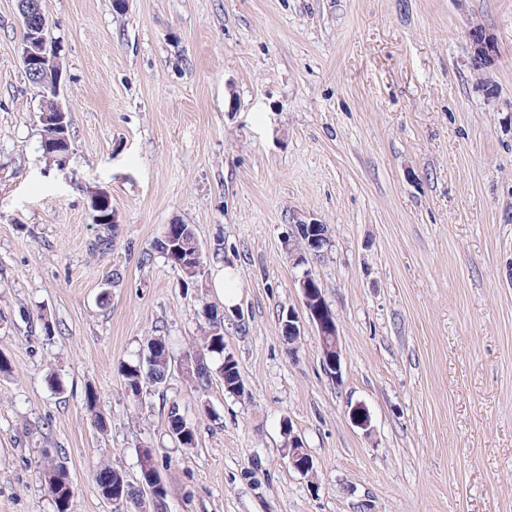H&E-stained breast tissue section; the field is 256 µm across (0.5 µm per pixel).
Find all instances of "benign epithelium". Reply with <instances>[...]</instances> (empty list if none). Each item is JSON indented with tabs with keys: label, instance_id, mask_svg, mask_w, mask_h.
<instances>
[{
	"label": "benign epithelium",
	"instance_id": "benign-epithelium-1",
	"mask_svg": "<svg viewBox=\"0 0 512 512\" xmlns=\"http://www.w3.org/2000/svg\"><path fill=\"white\" fill-rule=\"evenodd\" d=\"M21 26L25 32L27 41L21 54V62L25 73H52L54 74L53 84H51L50 96L51 102L56 112L55 123L50 125V131L44 134L43 146L49 150L61 141L66 149H71V143L68 136L69 121L67 120L68 109L59 102L60 96V64L57 60L56 52L44 34V27L37 18V15H21ZM470 40L473 47L472 63L478 70L487 67L491 58L495 54V44L493 39L481 28H475L470 32ZM329 237L312 240L310 248L300 253L290 252V261L293 266L302 268L300 276L295 278L298 288H300L303 308L306 317L302 318L294 312L286 315L282 321L283 334L288 336V341L301 336L304 327V321H309L316 329L319 336L321 350L328 354L329 361L327 367L330 376L340 378V335L336 324L334 314H329L325 318L318 316L317 308L321 296L316 290V279L311 270L306 268L307 255H320L324 253L325 247L329 246ZM350 417L357 426L365 431H370L371 418L366 407L362 404H355L350 407ZM310 461V456L306 451V446L300 435L294 432L293 427H288V462L293 469L300 473L306 472L305 463Z\"/></svg>",
	"mask_w": 512,
	"mask_h": 512
}]
</instances>
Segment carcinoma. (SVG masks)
Wrapping results in <instances>:
<instances>
[{
  "mask_svg": "<svg viewBox=\"0 0 512 512\" xmlns=\"http://www.w3.org/2000/svg\"><path fill=\"white\" fill-rule=\"evenodd\" d=\"M154 249L181 272L185 286L194 288L199 286L200 279L206 273V262L202 252L199 251L193 225H169L165 235L155 243ZM216 313L217 308L211 305L204 306L203 344L201 349L190 357L186 365V374L197 384L207 385L216 373L224 382L225 391L241 396L243 392L239 391L242 381L239 363L233 354L225 351L223 323L213 319ZM171 364L172 357L166 337L156 336L147 341L143 345L137 363L120 367L129 396L138 401L149 388L164 383ZM84 406L96 428L101 432L107 431L108 419L100 410L96 391L90 387L85 390ZM166 428L169 435L180 445L184 447L196 445V428L187 420L180 406L175 402L168 409ZM140 453L143 454V464L139 465V481L149 487L152 485L151 473L157 466V460L150 448H143ZM42 456L44 465L40 473L41 483L53 498L57 512H69L73 497V493L69 491L72 486L69 473L60 461L58 451L45 448ZM105 468L112 473V488L117 495L132 499L127 512H139L138 506L141 502L137 501L138 485L128 483L126 475L111 465L107 464Z\"/></svg>",
  "mask_w": 512,
  "mask_h": 512,
  "instance_id": "cac0c4a2",
  "label": "carcinoma"
}]
</instances>
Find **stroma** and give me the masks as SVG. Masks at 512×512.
Masks as SVG:
<instances>
[{
    "label": "stroma",
    "mask_w": 512,
    "mask_h": 512,
    "mask_svg": "<svg viewBox=\"0 0 512 512\" xmlns=\"http://www.w3.org/2000/svg\"><path fill=\"white\" fill-rule=\"evenodd\" d=\"M42 5L69 110L61 167L42 151L19 0H0V512H55L46 448L69 512H112L94 469L135 479L147 447L166 512H512V0ZM476 27L497 43L481 71ZM294 216L330 230L309 267L337 319V380L312 325L282 333L302 308ZM171 224L195 227L201 287L152 250ZM229 263L230 307L213 286ZM206 303L247 397L183 372ZM154 336L171 371L135 401L119 367ZM173 402L195 447L166 432ZM286 420L313 475L288 463ZM44 465L40 473L41 483L54 500L57 512H68L74 490L69 473L58 457V451L52 448L43 449Z\"/></svg>",
    "instance_id": "stroma-1"
}]
</instances>
